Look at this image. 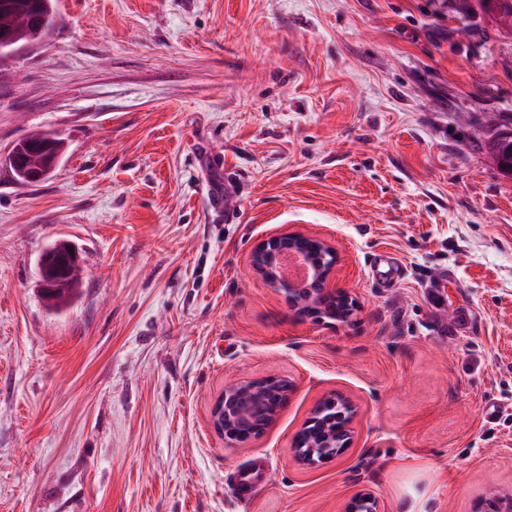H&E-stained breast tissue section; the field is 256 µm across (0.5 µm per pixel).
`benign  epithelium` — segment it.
<instances>
[{
  "mask_svg": "<svg viewBox=\"0 0 512 512\" xmlns=\"http://www.w3.org/2000/svg\"><path fill=\"white\" fill-rule=\"evenodd\" d=\"M290 252L301 254L311 264L312 277L304 288L281 276L282 261ZM77 261V250L69 244L55 254L39 257V287L43 290L52 287V277ZM336 264V250L328 241L302 233L264 239L251 254L255 274L283 293L292 307L303 314H316L318 302H329L331 306L324 308L325 316L343 322L355 315L360 306L348 290L332 284ZM291 390V382L277 377L230 385L213 406L212 424L231 441L262 433L273 424ZM353 418L354 409L344 398L318 406L304 426L310 450L300 448L302 438L296 437V458L306 465H315L336 456L350 444ZM482 507L485 512H512V497L496 495L483 501ZM349 512H379L378 500L364 494L352 502Z\"/></svg>",
  "mask_w": 512,
  "mask_h": 512,
  "instance_id": "7a95c632",
  "label": "benign epithelium"
}]
</instances>
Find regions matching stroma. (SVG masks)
I'll use <instances>...</instances> for the list:
<instances>
[{
    "label": "stroma",
    "mask_w": 512,
    "mask_h": 512,
    "mask_svg": "<svg viewBox=\"0 0 512 512\" xmlns=\"http://www.w3.org/2000/svg\"><path fill=\"white\" fill-rule=\"evenodd\" d=\"M0 63V512H476L512 495V35L463 0H58ZM49 131L48 179L6 157ZM230 187L233 222L212 215ZM336 247L352 323L254 274L266 237ZM83 262L63 313L46 243ZM404 265L394 286L386 257ZM446 273L435 281V273ZM285 376L265 432L210 423L228 385ZM350 447L298 464L323 399ZM501 411L485 418L486 404ZM259 486L239 495L238 473ZM62 245H64V247L60 248L55 254L50 256H39V277L41 275L39 279L40 289L48 290V288H51L53 283L52 277L54 275L64 271L69 264L79 262L80 260L77 250L74 247L61 242H52L47 244L41 253L51 249H56Z\"/></svg>",
    "instance_id": "35a3bbf8"
}]
</instances>
